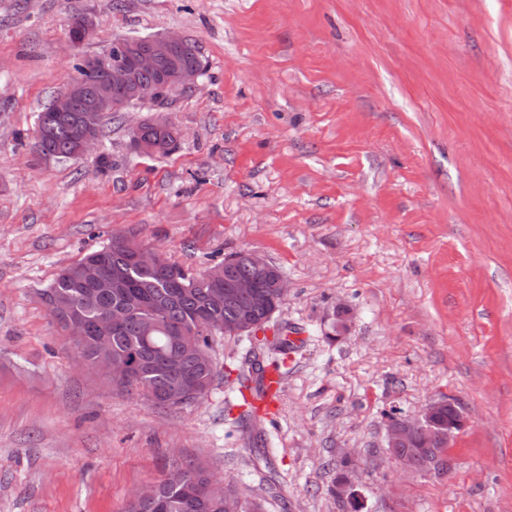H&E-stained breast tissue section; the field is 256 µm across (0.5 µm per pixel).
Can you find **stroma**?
Segmentation results:
<instances>
[{"mask_svg": "<svg viewBox=\"0 0 512 512\" xmlns=\"http://www.w3.org/2000/svg\"><path fill=\"white\" fill-rule=\"evenodd\" d=\"M75 14L96 19L79 49ZM168 32L206 62L167 107L174 152L131 147L147 104L96 154L33 151L81 54ZM118 232L195 270L243 249L280 268L273 321L304 344L273 419L224 407L246 340L212 337L218 378L170 410L70 348L37 291ZM441 395L467 419L454 468L390 461L385 411ZM346 451L358 511L322 469ZM189 461L260 512H512V0H0V512H123Z\"/></svg>", "mask_w": 512, "mask_h": 512, "instance_id": "stroma-1", "label": "stroma"}]
</instances>
